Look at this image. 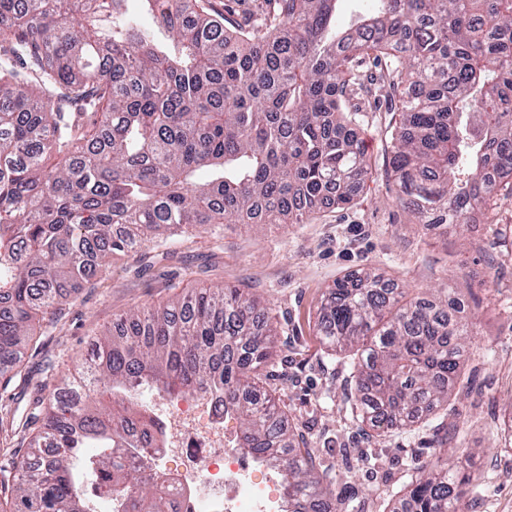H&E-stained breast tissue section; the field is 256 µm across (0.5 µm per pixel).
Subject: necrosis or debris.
I'll return each instance as SVG.
<instances>
[{"mask_svg": "<svg viewBox=\"0 0 512 512\" xmlns=\"http://www.w3.org/2000/svg\"><path fill=\"white\" fill-rule=\"evenodd\" d=\"M143 410L160 424L164 446L151 460L129 463L143 475L169 479L178 490V512H283L281 471L258 469L238 448L233 415L215 394L154 391Z\"/></svg>", "mask_w": 512, "mask_h": 512, "instance_id": "obj_1", "label": "necrosis or debris"}]
</instances>
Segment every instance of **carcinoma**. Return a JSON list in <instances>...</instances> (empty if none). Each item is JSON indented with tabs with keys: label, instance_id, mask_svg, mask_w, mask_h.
<instances>
[{
	"label": "carcinoma",
	"instance_id": "cac0c4a2",
	"mask_svg": "<svg viewBox=\"0 0 512 512\" xmlns=\"http://www.w3.org/2000/svg\"><path fill=\"white\" fill-rule=\"evenodd\" d=\"M0 0V378L37 326L116 253L226 224H306L354 203L370 168L346 112L398 94L390 178L418 224H467L512 194V0H374L336 29L341 0H253L248 22L205 0ZM321 342L359 357L352 418L380 436L428 421L462 382L472 332L448 298H407L370 268L328 289ZM279 335L237 288H195L96 332L78 379L37 394L26 451L0 481V512H90L77 458L88 442L96 497L173 512V486L124 454L161 443L135 387L207 388L242 420L239 447L282 472L285 512H344L260 370ZM461 461L409 468L400 512H464Z\"/></svg>",
	"mask_w": 512,
	"mask_h": 512
}]
</instances>
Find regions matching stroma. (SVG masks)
I'll return each instance as SVG.
<instances>
[{
  "label": "stroma",
  "mask_w": 512,
  "mask_h": 512,
  "mask_svg": "<svg viewBox=\"0 0 512 512\" xmlns=\"http://www.w3.org/2000/svg\"><path fill=\"white\" fill-rule=\"evenodd\" d=\"M395 112H367L354 127L372 174L355 204L325 206L307 224L225 225L173 241L166 258L139 262L118 255L102 276L82 284L61 314L45 321L7 395L23 411L37 386L82 369L90 336L135 307L166 304L191 288L234 287L259 298L279 328L277 355L262 370L327 480L349 512H391L396 492L417 462L472 457L475 491L465 512H512V447L501 438L512 401V195L500 194L493 216L439 232L416 224L387 176ZM372 267L408 297L451 290L472 325L470 354L445 409L430 424L384 436L350 415L355 397L352 353L333 354L315 323L336 279Z\"/></svg>",
  "instance_id": "stroma-1"
}]
</instances>
